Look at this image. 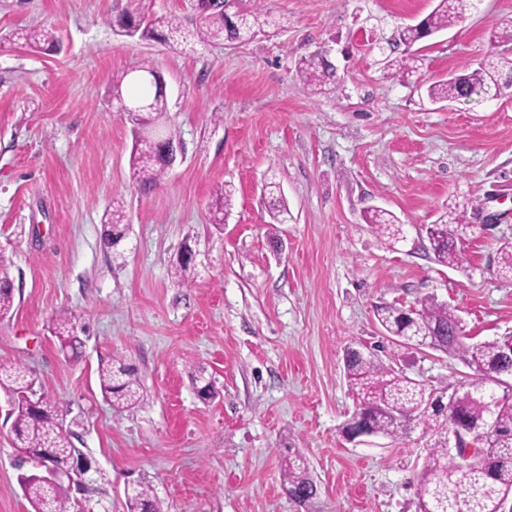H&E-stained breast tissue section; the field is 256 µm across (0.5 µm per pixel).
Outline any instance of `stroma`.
Segmentation results:
<instances>
[{"mask_svg":"<svg viewBox=\"0 0 512 512\" xmlns=\"http://www.w3.org/2000/svg\"><path fill=\"white\" fill-rule=\"evenodd\" d=\"M197 0H0V32L52 29L56 46L0 43V271L14 307L0 319V367L28 369L59 404L99 479L77 512H127L128 481L164 512H418L421 430L357 444L344 377L348 345L427 387L469 375L460 360L398 343L376 305L433 298L474 340L512 337V281L498 251L512 243V95L442 106L428 84L490 59L492 31L512 26V0H477L465 21L423 42L410 80L380 51L434 0H265L250 40L161 44L126 36L125 13L168 15L187 30ZM332 50L337 90L313 96L298 62ZM138 59L166 81L184 158L153 190L130 173L132 125L112 96ZM288 212L273 217L267 184ZM232 185L225 222L209 223L215 188ZM473 230L463 260L436 263L425 232L450 201ZM122 204V259L103 240ZM395 213L406 239L387 248L364 216ZM194 280L173 273L183 246ZM73 320L84 340L65 358L48 330ZM135 368L140 400L112 407L98 369ZM0 389V512H33L19 484ZM317 494L291 501L289 449Z\"/></svg>","mask_w":512,"mask_h":512,"instance_id":"obj_1","label":"stroma"}]
</instances>
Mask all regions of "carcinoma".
Returning a JSON list of instances; mask_svg holds the SVG:
<instances>
[{
	"mask_svg": "<svg viewBox=\"0 0 512 512\" xmlns=\"http://www.w3.org/2000/svg\"><path fill=\"white\" fill-rule=\"evenodd\" d=\"M474 6V0H437L434 10L415 25L399 32L401 55L386 61L391 75L405 79L417 69L419 56L414 46L435 33L463 21ZM202 41L242 42L251 39L258 19L257 9L246 0H224V10L208 11L197 8ZM126 34L166 43L181 32V24L171 17H126ZM18 38L36 48L52 44L55 37L42 30L30 29ZM299 73L303 84L316 94H328L336 86L334 70L320 52L314 51L301 59ZM127 74L135 80L136 92L124 98L122 82L114 86V96L121 104L145 105V112L154 125L171 139L176 129L164 120L167 112L166 94L155 75V67L147 59L133 62ZM512 88V59L501 57L481 63L474 69H462L446 79L431 83L427 96L434 102H454L474 94L500 97ZM134 178L145 190L161 184L167 167L159 147H150L136 139L129 159ZM232 192L223 187L216 191L212 203L213 223H224V212L231 206ZM467 207L448 205L437 221L426 228L435 260L442 265L462 261V241L472 225L466 223ZM367 223L393 244L405 240L403 225L387 210H376L367 216ZM128 225L122 211L112 212L104 230V239L115 257L122 256L121 242ZM14 305V292L8 277H0V319ZM375 318L384 331L396 341L415 347H427L461 358L472 371L471 376L454 385L428 388L417 380L384 364L371 351H347L344 356L345 375L352 393L355 411L368 417L371 424L393 440L406 437L419 427L429 437L428 452L420 472L419 512H503L512 495V384L494 383L497 372L512 369V359L504 355L505 341L466 342L463 319L446 303L428 299L418 307L380 304ZM55 336L62 353L75 356L83 341L74 323L63 322L55 327ZM99 384L105 398L117 407H129L139 399L140 383L135 370L116 359L99 367ZM0 386L14 400L11 417L16 448L24 459L39 468L63 465L68 457L79 452L72 434L59 418L58 405L39 395L38 408L26 406V397L34 387L27 370L21 366L0 370ZM461 429L469 439L478 441L479 450L493 461L488 470L460 473L457 455L445 447L448 427ZM284 486L312 497L315 485L309 476L306 461L298 452L288 454L283 467ZM25 495L33 512H71L70 485L63 482L50 489L37 475L23 480ZM149 512H162L160 502L151 490L138 487V494L128 498V512H137L140 503Z\"/></svg>",
	"mask_w": 512,
	"mask_h": 512,
	"instance_id": "1",
	"label": "carcinoma"
}]
</instances>
